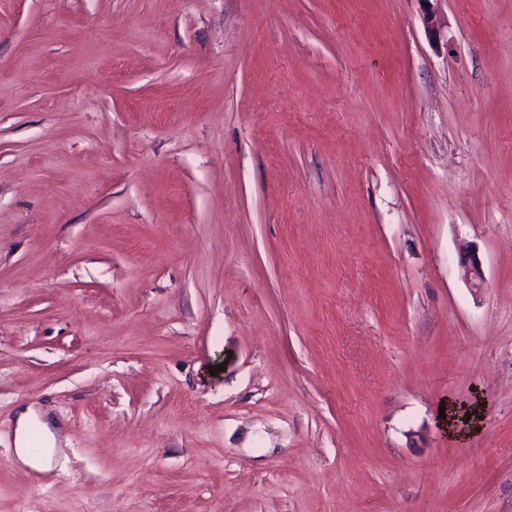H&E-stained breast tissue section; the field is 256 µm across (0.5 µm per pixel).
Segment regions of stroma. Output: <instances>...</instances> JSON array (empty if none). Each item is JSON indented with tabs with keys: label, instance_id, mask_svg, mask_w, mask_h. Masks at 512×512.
<instances>
[{
	"label": "stroma",
	"instance_id": "stroma-1",
	"mask_svg": "<svg viewBox=\"0 0 512 512\" xmlns=\"http://www.w3.org/2000/svg\"><path fill=\"white\" fill-rule=\"evenodd\" d=\"M0 512H512V0H0ZM37 415L31 408L20 411L14 441V453L19 461L37 471L50 470L55 461L53 434L46 424H42L39 433L33 430ZM38 434L40 442L35 438Z\"/></svg>",
	"mask_w": 512,
	"mask_h": 512
}]
</instances>
